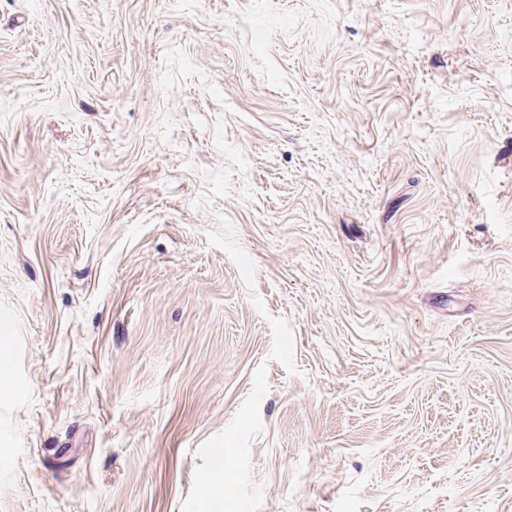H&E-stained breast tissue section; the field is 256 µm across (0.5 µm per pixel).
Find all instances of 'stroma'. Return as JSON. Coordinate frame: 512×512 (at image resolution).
<instances>
[{
  "label": "stroma",
  "mask_w": 512,
  "mask_h": 512,
  "mask_svg": "<svg viewBox=\"0 0 512 512\" xmlns=\"http://www.w3.org/2000/svg\"><path fill=\"white\" fill-rule=\"evenodd\" d=\"M0 324V512H512V0H0Z\"/></svg>",
  "instance_id": "35a3bbf8"
}]
</instances>
